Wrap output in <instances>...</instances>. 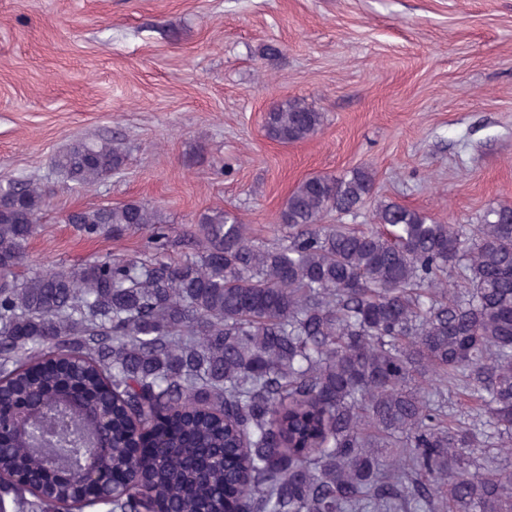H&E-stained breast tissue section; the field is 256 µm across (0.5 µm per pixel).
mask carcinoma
<instances>
[{
    "label": "carcinoma",
    "mask_w": 512,
    "mask_h": 512,
    "mask_svg": "<svg viewBox=\"0 0 512 512\" xmlns=\"http://www.w3.org/2000/svg\"><path fill=\"white\" fill-rule=\"evenodd\" d=\"M323 113L273 105L268 138L307 140ZM127 151L77 142L57 175L91 188ZM375 176L316 175L285 200L286 239L254 241L235 214L198 224L205 250L178 263L105 258L22 282L43 186H0V438L12 512H512V205L465 227L388 201L364 230ZM71 224L121 235L158 206L80 209ZM462 388L484 417L436 401ZM99 440L95 477L47 468Z\"/></svg>",
    "instance_id": "cac0c4a2"
}]
</instances>
